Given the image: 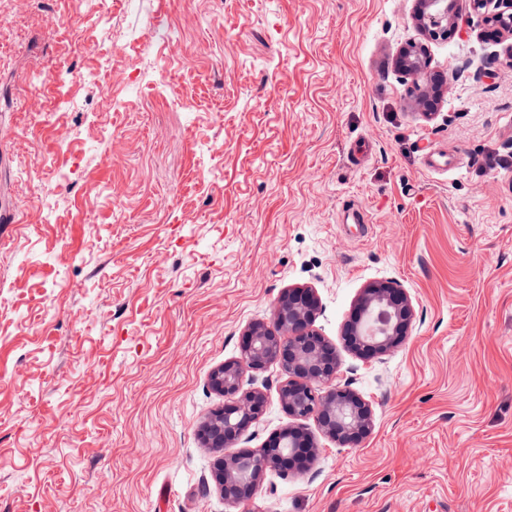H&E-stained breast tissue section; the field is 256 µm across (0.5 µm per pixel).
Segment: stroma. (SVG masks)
<instances>
[{
  "label": "stroma",
  "mask_w": 512,
  "mask_h": 512,
  "mask_svg": "<svg viewBox=\"0 0 512 512\" xmlns=\"http://www.w3.org/2000/svg\"><path fill=\"white\" fill-rule=\"evenodd\" d=\"M416 6L0 0V512H236L210 373L284 289L340 346L386 279L408 341L340 353L372 434L268 472L252 512H512V37L455 0L427 116L396 67ZM283 379H244L267 403L243 447L288 425Z\"/></svg>",
  "instance_id": "stroma-1"
}]
</instances>
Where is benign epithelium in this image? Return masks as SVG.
Listing matches in <instances>:
<instances>
[{
    "mask_svg": "<svg viewBox=\"0 0 512 512\" xmlns=\"http://www.w3.org/2000/svg\"><path fill=\"white\" fill-rule=\"evenodd\" d=\"M454 0H418L415 20L429 39L446 38ZM494 33L512 36V0H472ZM398 67L416 78L429 76L427 47L415 41L401 50ZM319 298L309 287L288 288L278 296L271 324L255 322L246 331L239 358L224 362L209 377L224 405L202 424L200 439L207 448L226 449L215 464V479L224 501L248 512L269 470L305 475L316 455L315 434L340 448H360L374 427L372 404L350 388L340 356L315 328ZM415 310L406 289L395 280L374 282L362 289L352 319L343 327L344 348L362 360L401 347L412 331ZM276 364L286 375L278 395L292 424L264 447L227 452L261 418L264 392L242 390L246 374ZM313 420L316 430L305 421Z\"/></svg>",
    "mask_w": 512,
    "mask_h": 512,
    "instance_id": "1",
    "label": "benign epithelium"
}]
</instances>
